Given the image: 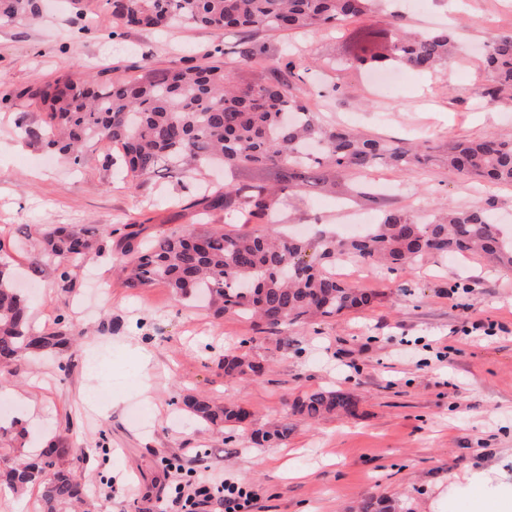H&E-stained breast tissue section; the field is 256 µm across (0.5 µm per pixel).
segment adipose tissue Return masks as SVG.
<instances>
[{
  "label": "adipose tissue",
  "instance_id": "obj_1",
  "mask_svg": "<svg viewBox=\"0 0 512 512\" xmlns=\"http://www.w3.org/2000/svg\"><path fill=\"white\" fill-rule=\"evenodd\" d=\"M478 488L483 492L477 501V512H512V483L491 475L487 471H474L460 480L449 482L437 488L434 499L428 503L430 512H444L450 497Z\"/></svg>",
  "mask_w": 512,
  "mask_h": 512
}]
</instances>
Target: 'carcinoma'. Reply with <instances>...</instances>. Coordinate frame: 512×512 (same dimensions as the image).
I'll return each mask as SVG.
<instances>
[{"instance_id": "obj_1", "label": "carcinoma", "mask_w": 512, "mask_h": 512, "mask_svg": "<svg viewBox=\"0 0 512 512\" xmlns=\"http://www.w3.org/2000/svg\"><path fill=\"white\" fill-rule=\"evenodd\" d=\"M112 16L126 27L154 29L178 22L223 31L300 30L332 27L350 18L367 17L379 0H107ZM21 16L39 17L37 0H0V23ZM385 16L393 30L386 50L367 46L348 61L352 68L374 72L401 66L433 72L455 53V40L446 29L418 33L406 30L397 12ZM485 67L491 85L481 91L490 100L512 97V33L492 34L484 43ZM144 75L134 82L93 84L57 79L35 93L47 106L43 126L24 124L31 140L63 153L76 166L83 148L93 141L121 147V166L136 178H150L159 169L187 177L219 160L234 170L265 166L276 170L279 187H239L233 182L202 195L205 212L224 210L248 219L263 218L288 202V190L321 187L345 170L369 175L379 166L413 171L432 161L427 149L406 140L369 137L322 124L288 82L233 83L217 62L157 71L143 58ZM449 169L491 185H512V140L496 134L470 142H451L441 156ZM123 238L126 283L142 288L165 284L174 295L204 296L216 316L233 315L279 332L312 317L341 316L374 304L377 294L336 278L338 261L354 259L380 264L389 271L427 257L482 254L512 270V228L492 219V210L448 205L426 220L401 210L383 213L379 223L342 238L321 231L312 241L256 230L198 231L185 228L163 232L143 248L130 245L141 229L127 224ZM94 233L77 226H47L42 232L37 262L63 264L60 277L72 282L71 269L92 250ZM69 350L65 336L40 334L29 325L26 297L0 268V376L29 356L63 358ZM254 358L224 356V375H259ZM184 406L192 417L211 426L235 427L250 413L234 403L216 404L187 394ZM292 415L318 420L331 415L354 416L358 399L340 389H319L295 398ZM292 424L284 419L258 433L268 445L288 439ZM61 436L24 463L0 468V485L16 492L40 487L42 512H67L83 501V483L71 449ZM357 512H412L399 500H362Z\"/></svg>"}]
</instances>
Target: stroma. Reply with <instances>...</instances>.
<instances>
[{
  "instance_id": "1",
  "label": "stroma",
  "mask_w": 512,
  "mask_h": 512,
  "mask_svg": "<svg viewBox=\"0 0 512 512\" xmlns=\"http://www.w3.org/2000/svg\"><path fill=\"white\" fill-rule=\"evenodd\" d=\"M35 20L0 24V265L19 276L32 327L68 332L77 344L68 369L27 359L0 382V448L34 455L65 436L85 476L84 512H163L164 487L177 472L231 477L256 492L252 512H352L366 497L409 502L428 512L439 482L460 479L512 456V272L479 255L427 258L391 273L350 261L336 275L377 293L370 308L296 323L271 335L234 316L216 317L178 299L165 285L131 288L119 260L120 233L139 225L141 240L191 225L233 231L236 214L200 215L203 186L224 183L207 168L195 178H125L109 165L111 143H91L80 166L26 138L21 124H42L35 92L58 78L88 74L103 83L140 78L154 68L204 62L214 46L233 78H272L289 53L312 61L289 79L310 111L328 125L369 136L424 143L443 153L453 139L495 133L512 139V102L477 99L487 72L480 45L512 31V0H396L411 27L445 26L463 49L431 74L400 70L396 90L379 94L369 73L345 60L365 40L390 32L383 15L305 32L221 33L177 23L127 28L106 0H41ZM258 52L239 55L242 41ZM235 183H271L274 171L238 169ZM336 189L302 190L275 222L310 234L343 230L350 215L402 209L420 216L452 204L496 207L512 220V186H483L436 164L407 172L382 166L374 201L356 194L357 173ZM112 226L63 287L53 264L35 263L38 227ZM246 351L263 370L224 375L225 353ZM324 387L352 392V417L309 422L288 415L297 395ZM234 402L251 412L247 428H210L192 420L182 398ZM290 419L284 444L260 447L251 433Z\"/></svg>"
}]
</instances>
